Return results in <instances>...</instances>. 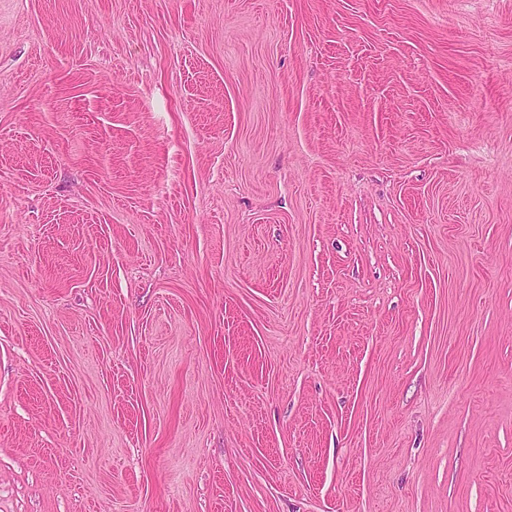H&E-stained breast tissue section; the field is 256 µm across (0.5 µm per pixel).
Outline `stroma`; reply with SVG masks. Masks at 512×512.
I'll return each instance as SVG.
<instances>
[{
    "instance_id": "35a3bbf8",
    "label": "stroma",
    "mask_w": 512,
    "mask_h": 512,
    "mask_svg": "<svg viewBox=\"0 0 512 512\" xmlns=\"http://www.w3.org/2000/svg\"><path fill=\"white\" fill-rule=\"evenodd\" d=\"M0 512H512V0H0Z\"/></svg>"
}]
</instances>
